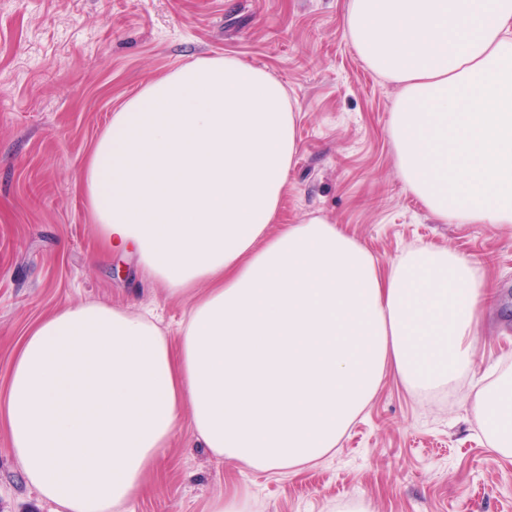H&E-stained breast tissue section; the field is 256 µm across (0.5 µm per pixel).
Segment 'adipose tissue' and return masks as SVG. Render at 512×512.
I'll list each match as a JSON object with an SVG mask.
<instances>
[{
    "label": "adipose tissue",
    "mask_w": 512,
    "mask_h": 512,
    "mask_svg": "<svg viewBox=\"0 0 512 512\" xmlns=\"http://www.w3.org/2000/svg\"><path fill=\"white\" fill-rule=\"evenodd\" d=\"M346 35L399 87L388 133L406 187L439 221L511 226L512 0H348ZM296 152L283 85L230 55L113 113L83 174L102 246L192 304L174 341L101 303L30 328L0 423L62 512L143 491L185 409L216 457L314 467L388 374L419 396L469 380L491 453L512 461V369L472 377L492 297L479 267L420 245L383 269L320 217L272 231Z\"/></svg>",
    "instance_id": "adipose-tissue-1"
}]
</instances>
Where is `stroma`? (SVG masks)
Returning a JSON list of instances; mask_svg holds the SVG:
<instances>
[{
  "instance_id": "obj_1",
  "label": "stroma",
  "mask_w": 512,
  "mask_h": 512,
  "mask_svg": "<svg viewBox=\"0 0 512 512\" xmlns=\"http://www.w3.org/2000/svg\"><path fill=\"white\" fill-rule=\"evenodd\" d=\"M347 0H0V392L28 329L83 302L150 312L177 338L189 300L98 244L82 175L122 104L198 58L237 57L283 84L298 148L278 227L320 216L388 266L409 247L453 248L495 292L475 373L512 366V229L441 224L397 174L388 136L399 87L345 35ZM467 386L409 393L393 377L315 468L258 471L214 456L189 414L147 490L120 512H512V463L487 450ZM0 512H56L28 484L0 424Z\"/></svg>"
}]
</instances>
